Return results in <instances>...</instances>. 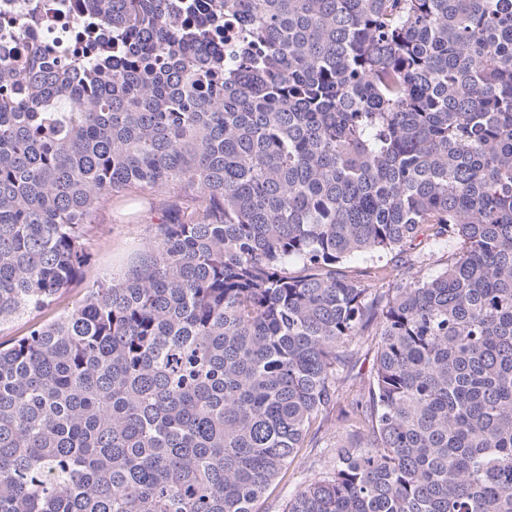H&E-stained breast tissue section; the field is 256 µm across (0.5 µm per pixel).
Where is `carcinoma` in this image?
I'll use <instances>...</instances> for the list:
<instances>
[{"mask_svg":"<svg viewBox=\"0 0 512 512\" xmlns=\"http://www.w3.org/2000/svg\"><path fill=\"white\" fill-rule=\"evenodd\" d=\"M71 8L91 56L0 58V323L81 279L112 199L158 220L0 343V512H259L345 394L283 512H512V0ZM424 232L458 245L426 277ZM387 255L381 293L339 270ZM151 203V199H137L107 205L99 215V224H93L94 229L89 236L92 260L85 268L81 281L69 288L56 304L1 324L0 342L7 344L24 336L31 324L51 321L72 309L82 300L86 287L93 282L122 275L140 243L149 234ZM421 244L418 245L415 249L410 250L408 252V260L415 263V269L420 271V275H430L435 273L438 269H440L447 260L448 250H440L435 251V253H430V245L428 241H426V237H421Z\"/></svg>","mask_w":512,"mask_h":512,"instance_id":"1","label":"carcinoma"}]
</instances>
